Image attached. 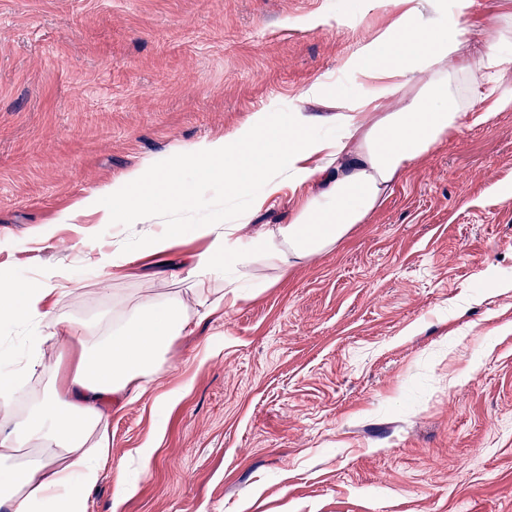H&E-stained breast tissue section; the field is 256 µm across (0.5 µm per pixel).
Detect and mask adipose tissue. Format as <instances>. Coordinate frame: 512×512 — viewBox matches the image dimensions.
Returning a JSON list of instances; mask_svg holds the SVG:
<instances>
[{
    "instance_id": "obj_1",
    "label": "adipose tissue",
    "mask_w": 512,
    "mask_h": 512,
    "mask_svg": "<svg viewBox=\"0 0 512 512\" xmlns=\"http://www.w3.org/2000/svg\"><path fill=\"white\" fill-rule=\"evenodd\" d=\"M401 3L399 15L357 55L366 86L354 102L332 100L329 132H318L317 117L301 112L284 118L261 113L224 137L182 151L180 166L191 182L147 164L81 202L99 223L141 225L140 256L158 257L184 235L176 214L208 188L220 187L228 201L245 200L234 213L194 227L206 247L186 256L176 275L206 294L200 308H189L179 295L117 300L113 325L105 328L59 311L60 298L80 286L67 268H46L34 281L0 272V325L28 331L24 366L0 359V512H87L103 476L100 461L109 453L111 408L143 395L175 338L199 321L223 319L245 289L260 287L257 265L291 269L365 223L408 167L457 132L463 117L484 124L512 111L511 56L485 42L482 63L496 78L487 86L474 75L461 28L472 0H455L445 26L438 0ZM462 75L471 78L464 96L456 90ZM365 109L376 111L373 123L361 120ZM285 186L299 194L289 222L241 237L242 223ZM74 338L85 342L75 369L32 411L18 413L22 382L56 369L46 344ZM24 447L41 449L40 459L16 464Z\"/></svg>"
}]
</instances>
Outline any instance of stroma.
Segmentation results:
<instances>
[{
    "label": "stroma",
    "instance_id": "1",
    "mask_svg": "<svg viewBox=\"0 0 512 512\" xmlns=\"http://www.w3.org/2000/svg\"><path fill=\"white\" fill-rule=\"evenodd\" d=\"M397 0H0V268L82 271L61 311L185 291L90 270L140 227L67 215L136 167L257 113L330 115ZM465 37H504L512 0H473ZM285 188L240 233L287 223ZM224 320L175 339L166 371L113 412L87 512H512V112L410 167L368 223ZM187 389L164 409L155 396ZM150 446L148 468L136 449ZM134 489L113 508L114 474Z\"/></svg>",
    "mask_w": 512,
    "mask_h": 512
}]
</instances>
